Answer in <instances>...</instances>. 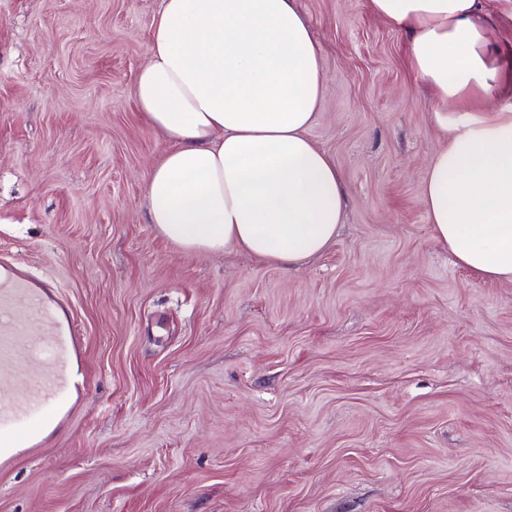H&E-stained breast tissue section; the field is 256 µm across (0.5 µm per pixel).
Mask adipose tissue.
Masks as SVG:
<instances>
[{
	"mask_svg": "<svg viewBox=\"0 0 512 512\" xmlns=\"http://www.w3.org/2000/svg\"><path fill=\"white\" fill-rule=\"evenodd\" d=\"M369 9L408 34L407 67L433 93L442 140L422 202L435 240L475 277L512 283V41L495 45L489 29L512 20V0ZM151 29L132 91L172 147L146 177L150 223L186 251L286 267L322 254L344 181L307 137L325 82L298 0H163Z\"/></svg>",
	"mask_w": 512,
	"mask_h": 512,
	"instance_id": "adipose-tissue-1",
	"label": "adipose tissue"
}]
</instances>
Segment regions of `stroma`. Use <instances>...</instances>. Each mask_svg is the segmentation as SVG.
Wrapping results in <instances>:
<instances>
[{"instance_id":"stroma-1","label":"stroma","mask_w":512,"mask_h":512,"mask_svg":"<svg viewBox=\"0 0 512 512\" xmlns=\"http://www.w3.org/2000/svg\"><path fill=\"white\" fill-rule=\"evenodd\" d=\"M162 0H0V257L61 287L86 392L0 512H512V283L431 231L441 144L406 34L299 0L345 185L321 255L188 252L150 224L138 112Z\"/></svg>"}]
</instances>
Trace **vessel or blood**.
Segmentation results:
<instances>
[{
	"mask_svg": "<svg viewBox=\"0 0 512 512\" xmlns=\"http://www.w3.org/2000/svg\"><path fill=\"white\" fill-rule=\"evenodd\" d=\"M85 345L50 282L0 261V470L44 448L69 422Z\"/></svg>",
	"mask_w": 512,
	"mask_h": 512,
	"instance_id": "vessel-or-blood-1",
	"label": "vessel or blood"
}]
</instances>
